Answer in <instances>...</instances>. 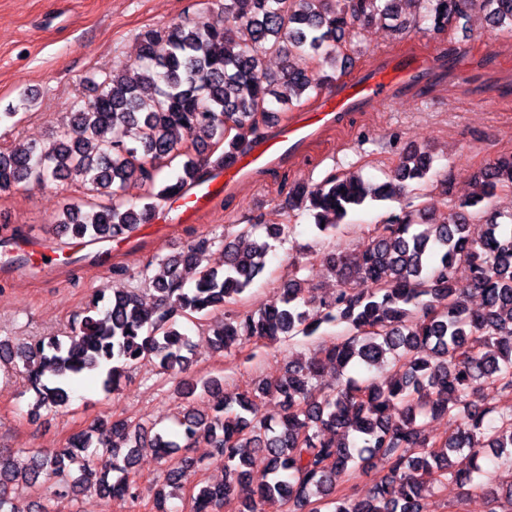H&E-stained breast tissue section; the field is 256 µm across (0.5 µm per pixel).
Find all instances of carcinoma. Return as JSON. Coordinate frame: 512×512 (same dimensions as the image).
I'll return each instance as SVG.
<instances>
[{
	"instance_id": "obj_1",
	"label": "carcinoma",
	"mask_w": 512,
	"mask_h": 512,
	"mask_svg": "<svg viewBox=\"0 0 512 512\" xmlns=\"http://www.w3.org/2000/svg\"><path fill=\"white\" fill-rule=\"evenodd\" d=\"M402 0H224L213 18L189 25L174 23L141 34L140 52L129 66L98 83V94L74 106L52 141L18 144L0 151V191L21 183L48 187L61 178L88 186L106 203L67 200L52 229L71 241L110 242L149 223L157 209L177 193L205 181L207 169H222L261 136L275 116L273 103L286 112L353 63L355 40L378 19L396 21ZM422 20L436 35L481 11L494 29L512 31V0H419ZM241 26L248 39L235 42L230 28ZM277 54L288 67L277 77L266 58ZM317 62L320 76L308 70ZM178 163L173 182L160 177L162 166ZM434 158L426 147L401 154L386 175L372 184L357 172L331 175L323 182L298 185L290 206L308 203L314 227L335 237L349 212L367 201L383 200L394 187L450 194L448 179L429 176ZM480 192L453 203L435 218L430 210L402 211L375 229L368 247L352 256L333 246L321 253L339 288L319 299L294 273L277 299L255 311L233 306L265 271L270 240L290 232L288 224H246L224 243V268L201 267L211 245L202 238L161 259L147 262L141 284L155 293L150 309L141 289L116 291L94 299L64 336L27 342L0 338V364L23 371L35 395L33 408L57 411L69 402L78 378L96 375L102 389L117 390L126 370L143 361L164 374H186L185 334L180 319L202 321L215 311L213 342L224 350L247 342L292 341L321 337L324 324L344 329L322 341L314 356L291 361L284 375L260 380L240 392L219 394V379L199 390L216 397L203 417L186 405L177 417L179 439L132 426L126 419L99 418L73 434L64 448L36 451L19 464L0 448V512L10 506L9 486L51 482L35 512H52L50 502L76 489H92L107 500L135 502L138 448L148 444L168 462L164 484L154 494L156 512H168L173 492L183 488L197 466L189 457L172 460L185 441L189 448L204 436L213 457L224 462V481L195 486L191 512H215L233 499L234 483L248 479L257 459L269 480L240 512H421L425 493L455 483L491 497L492 512H512V481L492 483L480 464L493 450L495 466L512 471V407L506 412L479 403L492 387L512 400V213L495 211L492 200L512 188V153H501L477 173ZM142 190L135 199L127 189ZM484 230L470 235L471 224ZM199 269L185 287L182 269ZM467 287H458L460 269ZM481 305L472 309L467 298ZM319 302L322 310L306 307ZM332 364L372 370L392 365L378 381L348 377L325 391L314 380ZM274 398L279 413H262L264 398ZM444 414L460 422L445 436L425 427L429 416ZM112 456L111 472L97 473L89 449ZM377 460L384 473L362 497L336 492V475Z\"/></svg>"
}]
</instances>
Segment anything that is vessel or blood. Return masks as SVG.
Returning <instances> with one entry per match:
<instances>
[{"mask_svg":"<svg viewBox=\"0 0 512 512\" xmlns=\"http://www.w3.org/2000/svg\"><path fill=\"white\" fill-rule=\"evenodd\" d=\"M441 65V60L404 50L389 54L374 68L355 69L351 78L337 86L314 111L298 113L288 126L278 130L272 140L259 143L226 166L225 185L235 187L246 181L251 167L265 162L278 148H286L292 157L302 153L322 128L340 122L345 113L367 112L377 102L403 97L408 85L419 77L439 71ZM209 194V186L200 184L193 197H178L182 218L193 219Z\"/></svg>","mask_w":512,"mask_h":512,"instance_id":"obj_1","label":"vessel or blood"}]
</instances>
